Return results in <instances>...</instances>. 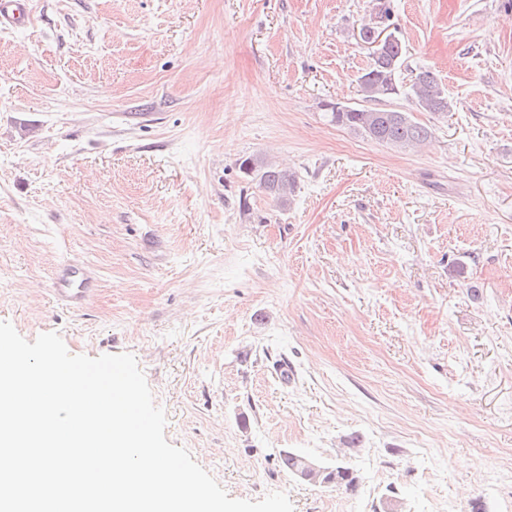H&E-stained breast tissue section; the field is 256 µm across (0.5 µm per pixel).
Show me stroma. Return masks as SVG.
I'll use <instances>...</instances> for the list:
<instances>
[{
  "label": "stroma",
  "instance_id": "1",
  "mask_svg": "<svg viewBox=\"0 0 512 512\" xmlns=\"http://www.w3.org/2000/svg\"><path fill=\"white\" fill-rule=\"evenodd\" d=\"M375 3L33 0L0 28V321L134 355L230 497L512 512V7L393 0L402 78L451 103L392 100L432 130L400 150L330 117L362 100ZM248 157L295 171L286 204ZM68 260L98 274L87 305L53 297ZM409 93L422 108L430 112L444 113L450 108L444 86L431 71L419 72L409 88ZM305 458H307V456L294 451H283L279 455V465L283 470L293 476L298 477L299 475L303 480H313L318 470L317 463L314 461H308L303 471L298 474L302 461ZM322 465V464H321ZM324 473L321 477L320 485H336L346 488H354L357 483V477L354 471L346 464L336 462L335 465H322Z\"/></svg>",
  "mask_w": 512,
  "mask_h": 512
}]
</instances>
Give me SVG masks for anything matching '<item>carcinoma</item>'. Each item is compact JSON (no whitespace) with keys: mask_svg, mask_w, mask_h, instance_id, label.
<instances>
[{"mask_svg":"<svg viewBox=\"0 0 512 512\" xmlns=\"http://www.w3.org/2000/svg\"><path fill=\"white\" fill-rule=\"evenodd\" d=\"M403 57L401 39L393 31L387 33L386 41L371 53V60L360 76L363 103L355 106L335 104L331 111L332 120L365 138L400 149L427 141L431 136L429 127L415 121L407 112L379 107L380 103L404 93L399 82ZM409 93L422 108L430 112L444 113L450 108L444 86L428 70L416 75ZM240 167L246 174L255 176L259 187L267 195L282 203L294 190L296 176L284 167L251 157L243 159ZM303 459L305 455L288 450L280 453L279 465L296 476ZM323 469V484L353 488L357 483L354 471L344 463L326 464Z\"/></svg>","mask_w":512,"mask_h":512,"instance_id":"carcinoma-1","label":"carcinoma"}]
</instances>
